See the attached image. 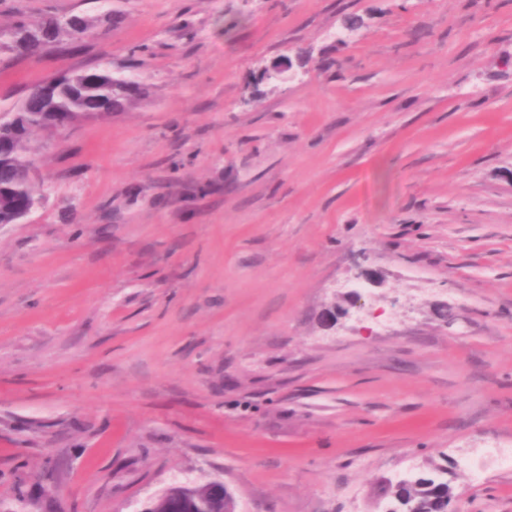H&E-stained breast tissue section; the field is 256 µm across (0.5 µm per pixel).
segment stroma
Returning a JSON list of instances; mask_svg holds the SVG:
<instances>
[{
    "instance_id": "stroma-1",
    "label": "stroma",
    "mask_w": 512,
    "mask_h": 512,
    "mask_svg": "<svg viewBox=\"0 0 512 512\" xmlns=\"http://www.w3.org/2000/svg\"><path fill=\"white\" fill-rule=\"evenodd\" d=\"M0 0L97 20L0 104L102 63L146 92L29 146L0 225V507L394 512L445 468L512 512V0ZM291 62L288 75L266 68ZM215 482L218 481L197 485L193 489L176 488L156 508V511H164L163 509L166 508L162 506L169 503L167 512H235L236 501L228 489L224 488V495L216 489H212V493H210V485ZM171 509L178 510L172 511Z\"/></svg>"
}]
</instances>
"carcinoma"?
<instances>
[{
  "mask_svg": "<svg viewBox=\"0 0 512 512\" xmlns=\"http://www.w3.org/2000/svg\"><path fill=\"white\" fill-rule=\"evenodd\" d=\"M73 20L70 26L65 20L19 13L10 26L0 27V55L32 56L58 47L63 34L74 43L99 36L93 23L77 16ZM142 93V84L134 76L101 67L54 77L33 86L18 102L0 105V224H16L24 219L23 211L32 212L42 203L29 176L35 160L28 143L34 133L61 131L63 116L76 121L122 112ZM393 495L400 512H452L455 500L448 482L430 475L398 483ZM166 502L170 509L159 506L156 512H236L231 492L212 490L208 483L176 488Z\"/></svg>",
  "mask_w": 512,
  "mask_h": 512,
  "instance_id": "carcinoma-1",
  "label": "carcinoma"
}]
</instances>
